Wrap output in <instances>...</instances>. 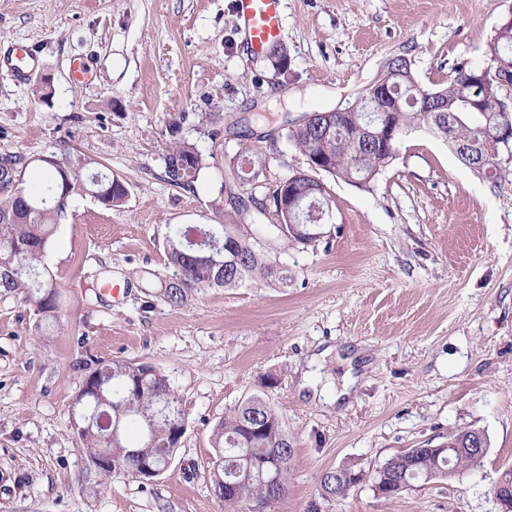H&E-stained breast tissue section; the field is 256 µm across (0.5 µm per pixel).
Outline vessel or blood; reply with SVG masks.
<instances>
[{"label":"vessel or blood","instance_id":"vessel-or-blood-1","mask_svg":"<svg viewBox=\"0 0 512 512\" xmlns=\"http://www.w3.org/2000/svg\"><path fill=\"white\" fill-rule=\"evenodd\" d=\"M239 31L251 54H263L284 32V0H235Z\"/></svg>","mask_w":512,"mask_h":512}]
</instances>
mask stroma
<instances>
[{
	"label": "stroma",
	"instance_id": "obj_1",
	"mask_svg": "<svg viewBox=\"0 0 512 512\" xmlns=\"http://www.w3.org/2000/svg\"><path fill=\"white\" fill-rule=\"evenodd\" d=\"M511 13L512 0H284L278 72L247 51L234 0H0V153L88 157L128 188L112 209L70 199L45 257L59 285L47 333L31 303L0 297V512H224L213 429L260 392L293 445L274 512H501L491 488L512 467V155L492 180L418 128L370 188L325 177V235L282 253L287 287L212 288L180 307L158 288L174 273L168 226L223 223L225 160L262 158L265 180L241 193L265 201L308 168L289 123L365 93L396 55L422 84L444 83L457 63L485 62ZM27 47L25 77L11 76V50ZM176 136L209 158L189 188L164 176ZM106 279L119 297L99 293ZM115 360L151 364L183 400L186 430L159 476L100 473L74 428L86 376ZM351 369L361 379L346 394ZM462 428L490 448L460 477L390 498L367 484L318 493L325 470L375 469Z\"/></svg>",
	"mask_w": 512,
	"mask_h": 512
}]
</instances>
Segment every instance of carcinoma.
I'll list each match as a JSON object with an SVG mask.
<instances>
[{
    "label": "carcinoma",
    "mask_w": 512,
    "mask_h": 512,
    "mask_svg": "<svg viewBox=\"0 0 512 512\" xmlns=\"http://www.w3.org/2000/svg\"><path fill=\"white\" fill-rule=\"evenodd\" d=\"M512 71V20L503 19L487 51V62H461L448 75L444 87L422 85L412 68H394L384 74L390 94L399 101L400 126L395 142L420 126H430L432 113L424 112L421 99L432 94L440 105L455 114V123L445 126L444 137L452 145L482 144L486 152L475 159L490 178L499 175L498 152L491 134L502 121L497 94L484 90L483 77L501 70ZM381 105L369 109L358 105L336 113L327 134L302 128H286L285 137L307 160L323 156L331 163L327 174L368 188L387 166L394 153L382 151L369 141L370 128L379 125ZM166 181L176 187H190L204 168L206 157L185 140L170 145L165 158ZM90 161L60 157L25 160L14 153H0V295H23L34 303L38 331L56 320L57 282L45 265L47 246L53 238L59 213L67 201L90 192L108 206H121L128 196L125 183L115 177L96 174L87 177ZM227 167L236 180L256 182L264 174L262 160L236 157ZM313 179L304 172L292 180L296 194L303 197L299 221L305 230L316 226L325 214L328 188L316 191ZM244 202L224 210V223L194 226L176 225L165 239L167 264L173 276L160 282L159 297L171 307L209 288H238L247 282L288 287V268L272 253V245L286 250L290 245L312 241L281 224H254ZM98 389L79 394L75 429L86 452L95 456L108 449L112 458L134 470L135 456L150 457L162 464L173 451L175 430L186 428L185 410L168 377L152 365L114 361L95 369ZM215 456L211 468L215 491L224 502V512H269L274 494L284 497L293 456V446L283 428L279 412L268 398L255 393L224 412L212 438ZM413 449L394 454L365 475L349 471L331 482L319 478V494L326 500L334 493L348 494L364 480L374 481L379 471L412 477L406 462ZM483 458L465 452L456 456L458 471L478 468ZM280 476L274 489L269 474Z\"/></svg>",
    "instance_id": "1"
}]
</instances>
